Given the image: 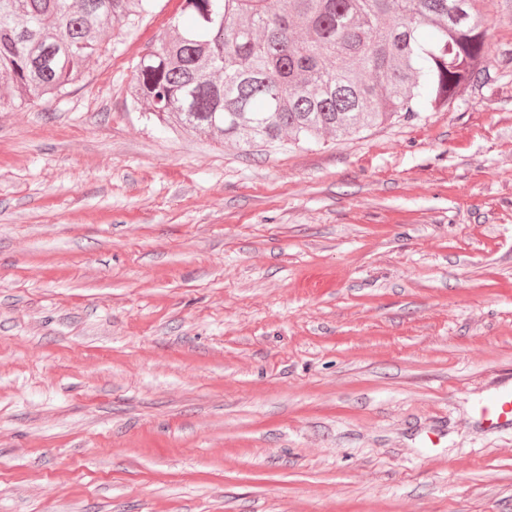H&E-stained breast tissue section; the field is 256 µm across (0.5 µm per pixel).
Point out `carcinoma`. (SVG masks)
Returning a JSON list of instances; mask_svg holds the SVG:
<instances>
[{
	"label": "carcinoma",
	"mask_w": 512,
	"mask_h": 512,
	"mask_svg": "<svg viewBox=\"0 0 512 512\" xmlns=\"http://www.w3.org/2000/svg\"><path fill=\"white\" fill-rule=\"evenodd\" d=\"M151 0H0V87L22 104L62 92L108 23ZM136 66L145 118L242 147L299 146L441 112L486 73L476 0H182Z\"/></svg>",
	"instance_id": "obj_1"
}]
</instances>
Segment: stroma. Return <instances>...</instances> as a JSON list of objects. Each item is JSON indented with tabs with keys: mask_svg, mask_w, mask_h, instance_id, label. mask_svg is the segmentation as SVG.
<instances>
[{
	"mask_svg": "<svg viewBox=\"0 0 512 512\" xmlns=\"http://www.w3.org/2000/svg\"><path fill=\"white\" fill-rule=\"evenodd\" d=\"M179 3L0 107V512H512V0L448 110L258 150L132 105ZM478 421L493 429H512V385L499 388L475 407Z\"/></svg>",
	"mask_w": 512,
	"mask_h": 512,
	"instance_id": "35a3bbf8",
	"label": "stroma"
}]
</instances>
